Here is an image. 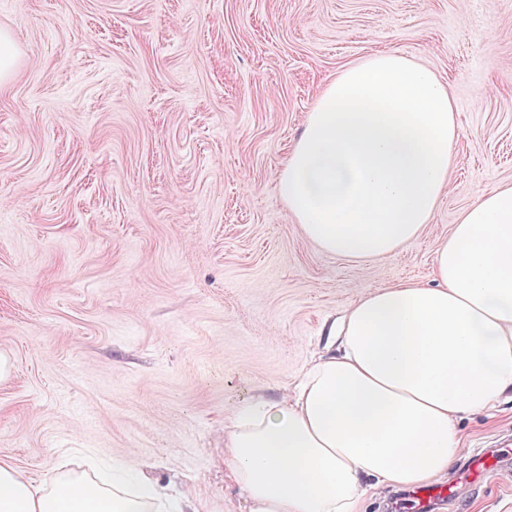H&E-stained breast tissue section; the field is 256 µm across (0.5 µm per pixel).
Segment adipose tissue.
Returning <instances> with one entry per match:
<instances>
[{"label": "adipose tissue", "mask_w": 512, "mask_h": 512, "mask_svg": "<svg viewBox=\"0 0 512 512\" xmlns=\"http://www.w3.org/2000/svg\"><path fill=\"white\" fill-rule=\"evenodd\" d=\"M461 135L450 88L396 50L344 68L317 98L280 180L304 235L354 260L411 243L448 187ZM330 353L224 437L249 512H358L362 483L416 487L460 455L458 417L512 393V183L485 188L436 256L434 284L354 301ZM0 512H204L149 478L134 492L59 458L35 480L0 461Z\"/></svg>", "instance_id": "adipose-tissue-1"}]
</instances>
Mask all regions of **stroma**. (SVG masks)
Segmentation results:
<instances>
[{"label": "stroma", "mask_w": 512, "mask_h": 512, "mask_svg": "<svg viewBox=\"0 0 512 512\" xmlns=\"http://www.w3.org/2000/svg\"><path fill=\"white\" fill-rule=\"evenodd\" d=\"M0 459L131 463L247 512L224 432L284 395L360 296L431 284L486 186L512 182V0H0ZM396 49L453 92L461 136L429 224L388 256L307 239L281 172L323 87ZM502 469L459 512H512V400L456 423Z\"/></svg>", "instance_id": "35a3bbf8"}]
</instances>
